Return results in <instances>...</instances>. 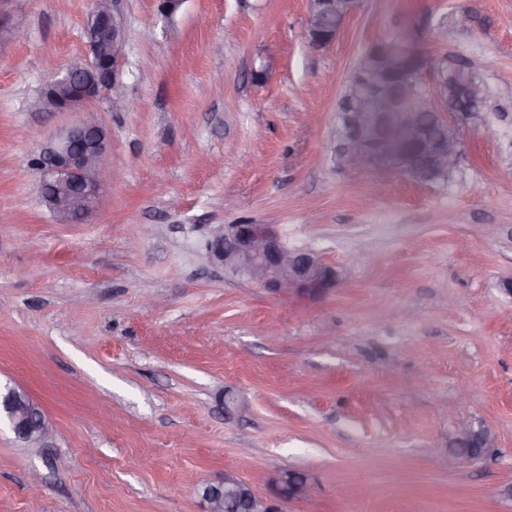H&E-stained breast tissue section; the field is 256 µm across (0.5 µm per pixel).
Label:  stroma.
<instances>
[{
	"instance_id": "obj_1",
	"label": "stroma",
	"mask_w": 512,
	"mask_h": 512,
	"mask_svg": "<svg viewBox=\"0 0 512 512\" xmlns=\"http://www.w3.org/2000/svg\"><path fill=\"white\" fill-rule=\"evenodd\" d=\"M92 7L0 0V386L54 429L39 447L0 427V512H204L227 473L280 512H512V0H362L321 49L308 0H119L134 109H32L83 63ZM409 25L426 90L467 64L487 94L428 185L336 162L340 97ZM81 119L106 128L109 165L96 209L60 224L34 160ZM247 223L341 286L281 295L207 261L214 225ZM462 418L494 446L452 465ZM286 470L315 495L278 500Z\"/></svg>"
}]
</instances>
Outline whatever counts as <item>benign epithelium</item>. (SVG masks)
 Listing matches in <instances>:
<instances>
[{
	"mask_svg": "<svg viewBox=\"0 0 512 512\" xmlns=\"http://www.w3.org/2000/svg\"><path fill=\"white\" fill-rule=\"evenodd\" d=\"M115 0H94L91 11L95 23L112 38L86 44V59L80 68L69 69L44 88V95L54 96L58 88L71 82L79 71H97V86L56 99L55 109L66 111L76 105L106 99L112 111L128 110L131 103L118 78L123 56L125 32ZM360 7V0H309L307 34L312 46L319 48L334 42L345 20ZM419 35L412 27L400 30L396 50L364 64L356 74L358 102L339 128L337 157L345 171L384 164L394 158L400 147L424 137L425 153L407 160V166L453 168L460 164V141L449 117L445 72L435 87L430 111L434 128L448 129L445 135L420 126L416 114L401 109L414 93L418 73L426 62L417 49ZM456 83L466 88L469 111L477 112L485 97L468 68L451 71ZM102 126L92 120H80L69 126L37 158L43 173L42 197L59 208L64 223L84 220L95 209L101 184L98 172L108 156V139L100 137ZM208 259L224 270L261 285L276 293L321 295L341 281V271L328 264L313 250L290 249L271 224H219L211 230L207 245ZM6 420L16 436L32 445H43L51 438V428L42 412L22 391L0 393V420ZM288 499L310 494L314 486L295 472H282L276 478ZM249 500L251 512H278L253 486L227 474L224 480L208 485L203 494L206 512H224L229 502Z\"/></svg>",
	"mask_w": 512,
	"mask_h": 512,
	"instance_id": "1",
	"label": "benign epithelium"
}]
</instances>
